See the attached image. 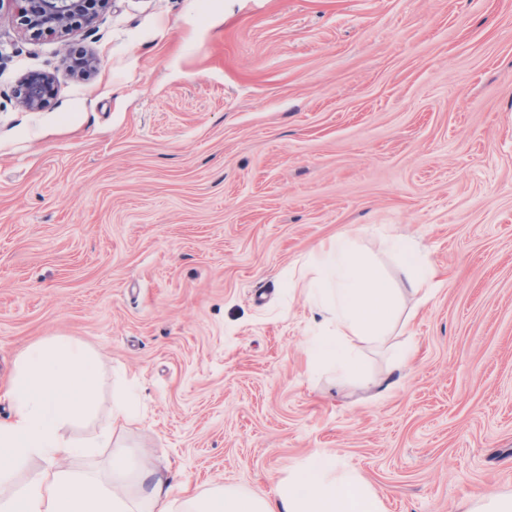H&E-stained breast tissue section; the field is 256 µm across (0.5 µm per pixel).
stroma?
Returning <instances> with one entry per match:
<instances>
[{"label": "stroma", "instance_id": "stroma-1", "mask_svg": "<svg viewBox=\"0 0 512 512\" xmlns=\"http://www.w3.org/2000/svg\"><path fill=\"white\" fill-rule=\"evenodd\" d=\"M383 229L444 284L362 345L381 396L314 368L300 267ZM55 336L100 355L72 437L128 380L172 483L265 495L327 449L386 512L512 494V0H106L55 36L0 0V385ZM52 78L48 74L30 77L23 86L20 97L28 109L40 107L46 94L49 93Z\"/></svg>", "mask_w": 512, "mask_h": 512}]
</instances>
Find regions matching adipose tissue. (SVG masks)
I'll return each instance as SVG.
<instances>
[{
    "label": "adipose tissue",
    "mask_w": 512,
    "mask_h": 512,
    "mask_svg": "<svg viewBox=\"0 0 512 512\" xmlns=\"http://www.w3.org/2000/svg\"><path fill=\"white\" fill-rule=\"evenodd\" d=\"M382 243L397 277L348 233L305 257L314 271L308 301L321 317L309 346L342 377L361 374L362 344H384L406 302L422 306L440 285L433 262L413 238L389 234ZM98 362L96 352L63 337L34 343L16 360L5 391L11 413L0 420V512H384L372 485L329 451L289 466L269 496L224 485L204 492L173 485L167 472L147 465L143 444L124 441L135 417L121 398L112 403L109 425L75 441L68 429L97 409ZM97 448L112 451L107 477L63 469L64 461ZM34 459L43 463L40 473L17 480V471Z\"/></svg>",
    "instance_id": "ef3b65f1"
}]
</instances>
